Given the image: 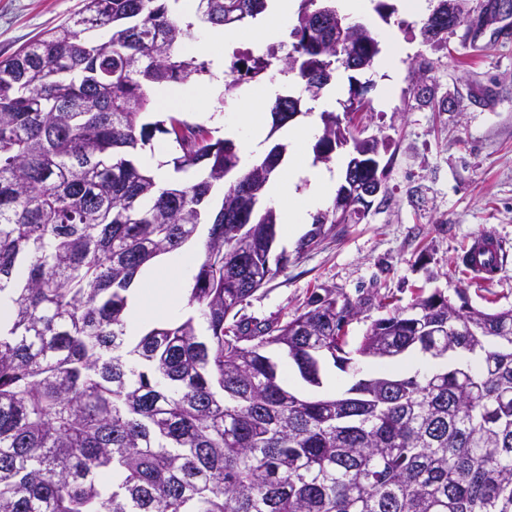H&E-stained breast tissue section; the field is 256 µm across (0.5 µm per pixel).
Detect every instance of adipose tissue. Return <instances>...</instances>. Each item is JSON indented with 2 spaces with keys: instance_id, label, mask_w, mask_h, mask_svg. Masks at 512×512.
<instances>
[{
  "instance_id": "ef3b65f1",
  "label": "adipose tissue",
  "mask_w": 512,
  "mask_h": 512,
  "mask_svg": "<svg viewBox=\"0 0 512 512\" xmlns=\"http://www.w3.org/2000/svg\"><path fill=\"white\" fill-rule=\"evenodd\" d=\"M278 86L270 85L261 89L254 97L247 111L236 113L226 122V129L236 140L243 164H251L261 151L263 114L261 105L265 98L274 96ZM310 181L308 194L299 195L294 185L299 179ZM329 192V175L323 171L309 169L304 153H297L287 166L267 187V196L280 209L286 234H294L298 225L306 223L310 213L320 208ZM199 254L184 251L173 255L169 264L155 275L146 278L136 292L135 300L128 309V325L131 331H138L144 319L156 309H173L181 302L179 284L184 274L193 266Z\"/></svg>"
}]
</instances>
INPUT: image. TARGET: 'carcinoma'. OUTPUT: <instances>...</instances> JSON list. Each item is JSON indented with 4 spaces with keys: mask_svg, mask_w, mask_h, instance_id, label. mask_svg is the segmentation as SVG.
<instances>
[{
    "mask_svg": "<svg viewBox=\"0 0 512 512\" xmlns=\"http://www.w3.org/2000/svg\"><path fill=\"white\" fill-rule=\"evenodd\" d=\"M168 0H83L82 8L0 60V512H512V308L460 307L465 333H448V297L417 295L374 320L355 348L346 326L362 302L328 290L284 323L237 318L285 265L272 261L280 216L266 187L286 146L251 168L233 141L169 115L144 121L150 90L204 72L180 45ZM205 26L254 19L266 0H196ZM335 0H301L291 49L234 55L239 74L293 75L302 87L336 63V27L307 28ZM422 41L445 47L450 21H419ZM105 30L97 43L91 33ZM365 25L342 65L373 68ZM320 95L275 96L273 127ZM349 118L321 113L316 157L336 139L351 155L378 143ZM175 171L197 181L159 184L135 152L156 134ZM252 211L248 224L234 221ZM336 208L313 218L308 246ZM209 225L188 311L128 335L129 294L141 270ZM250 263L237 265L239 252ZM277 348L320 386L327 359L381 362L419 351L423 375L356 381L349 396L309 398L286 387ZM112 473V486L100 475Z\"/></svg>",
    "mask_w": 512,
    "mask_h": 512,
    "instance_id": "1",
    "label": "carcinoma"
}]
</instances>
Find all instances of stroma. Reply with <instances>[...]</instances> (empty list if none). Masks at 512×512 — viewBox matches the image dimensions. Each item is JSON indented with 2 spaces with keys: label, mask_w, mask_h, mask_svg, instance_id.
I'll return each instance as SVG.
<instances>
[{
  "label": "stroma",
  "mask_w": 512,
  "mask_h": 512,
  "mask_svg": "<svg viewBox=\"0 0 512 512\" xmlns=\"http://www.w3.org/2000/svg\"><path fill=\"white\" fill-rule=\"evenodd\" d=\"M389 19L371 13L365 24L375 34L394 32L409 52L398 78L381 65L368 72L362 93L373 112L358 113L363 136L384 143L379 162L384 191L363 217L328 224L317 243L279 234L276 248L288 264L241 309L250 321H290L325 291L365 300L347 336L357 344L385 303L408 305L417 293L442 292L454 306L512 308V18L495 21L472 36L463 30L435 49L423 43L420 26L402 0H385ZM82 0H0V59L14 54L41 32L63 22ZM212 113L199 118L193 103L157 106L152 120L175 115L202 123L213 138L224 135V118L241 111L259 85L243 84L233 94L212 77L194 81ZM431 89L445 103L432 111L417 95ZM492 237L507 256L489 280L462 262L471 245ZM288 385L320 397L338 395L352 375L325 363L322 387L308 388L291 362Z\"/></svg>",
  "instance_id": "1"
}]
</instances>
